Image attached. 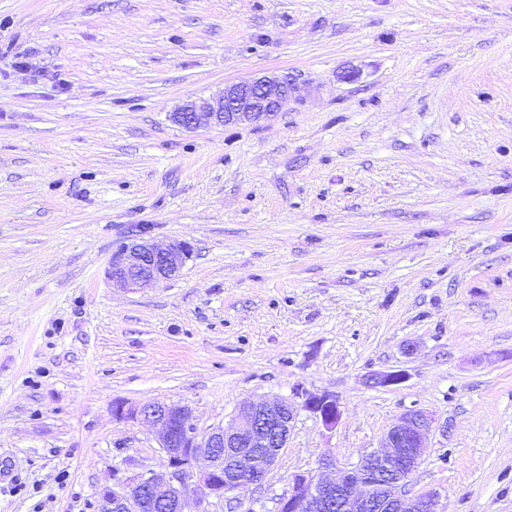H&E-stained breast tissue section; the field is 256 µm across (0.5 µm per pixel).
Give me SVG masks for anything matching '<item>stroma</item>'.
<instances>
[{"mask_svg": "<svg viewBox=\"0 0 512 512\" xmlns=\"http://www.w3.org/2000/svg\"><path fill=\"white\" fill-rule=\"evenodd\" d=\"M271 73L273 120L169 118ZM142 228L191 244L181 275L112 287ZM298 385L336 428L298 410L263 486L206 512H271L412 408L410 493L512 512V0H0V512L168 471L116 403L188 404L202 436ZM408 378L405 370L378 371L367 375L364 384L370 388L389 387L402 384Z\"/></svg>", "mask_w": 512, "mask_h": 512, "instance_id": "obj_1", "label": "stroma"}]
</instances>
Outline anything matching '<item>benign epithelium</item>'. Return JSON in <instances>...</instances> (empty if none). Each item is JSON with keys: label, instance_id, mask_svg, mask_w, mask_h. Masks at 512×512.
<instances>
[{"label": "benign epithelium", "instance_id": "benign-epithelium-1", "mask_svg": "<svg viewBox=\"0 0 512 512\" xmlns=\"http://www.w3.org/2000/svg\"><path fill=\"white\" fill-rule=\"evenodd\" d=\"M293 93L292 79L265 75L227 84L217 98L190 100L170 113V119L190 131L212 125L260 123L283 111ZM190 252L191 246L181 241L159 247L142 231L112 252L107 276L116 288H151L178 278ZM407 378L402 369L378 371L367 375L364 384L389 387ZM299 405L329 430L341 417L336 395L311 393L297 386L290 397L242 402L230 423L199 438L192 411L185 404L116 403V418L153 426L171 471L138 473L120 491L101 487L97 512H186L191 482L200 505L211 496H227L244 484L262 486L288 442ZM434 422L426 411L407 410L386 432L385 445L342 469L339 479L329 480L311 472L294 475L288 492L275 500L273 512H326L337 498L340 512H437L435 495L410 497L406 491L423 461Z\"/></svg>", "mask_w": 512, "mask_h": 512}]
</instances>
